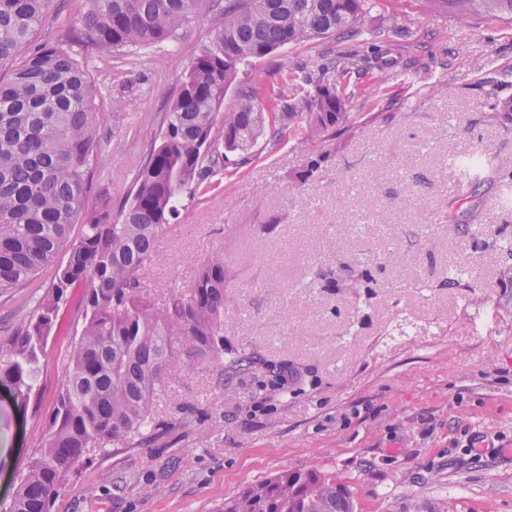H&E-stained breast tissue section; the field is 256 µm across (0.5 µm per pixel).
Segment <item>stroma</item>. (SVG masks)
I'll use <instances>...</instances> for the list:
<instances>
[{"instance_id":"1","label":"stroma","mask_w":512,"mask_h":512,"mask_svg":"<svg viewBox=\"0 0 512 512\" xmlns=\"http://www.w3.org/2000/svg\"><path fill=\"white\" fill-rule=\"evenodd\" d=\"M85 0H52L41 43L80 28ZM399 32H392L391 22ZM210 8L177 39L100 51L86 66L103 115L87 207L120 211L160 118L203 43ZM360 51L345 130L263 142L183 195L141 278L157 306L223 252L224 356L160 395L151 442L78 462L51 512H212L247 485L316 466L359 512H512V121L483 78L512 67V21H459L430 0H367L346 33L240 67L224 95L265 100L287 70ZM54 277L0 296V330ZM80 316L67 311L39 381L40 414L0 384V512L39 448Z\"/></svg>"}]
</instances>
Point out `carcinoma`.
Returning <instances> with one entry per match:
<instances>
[{
    "mask_svg": "<svg viewBox=\"0 0 512 512\" xmlns=\"http://www.w3.org/2000/svg\"><path fill=\"white\" fill-rule=\"evenodd\" d=\"M51 0H0V295L26 287L56 266L52 284L27 319L0 336V382L25 409L37 392L48 340L61 309L81 288L82 329L69 347L67 371L26 473L14 512H50L74 464L102 448H136L157 431L155 401L183 372L241 366L224 362V254L201 263L191 288L156 307L141 292L160 233L177 203L241 162L270 127L272 137L304 131L307 141L334 135L349 120L351 79L359 54L304 63L289 80L300 91L271 93L260 104L245 91L220 111L239 65L292 43L342 34L357 23L365 0H213L224 23L189 50V71L164 113L146 159L118 216L108 201L84 209L100 140L98 89L76 58L114 47L146 46L172 37L203 0H89L79 33L31 46ZM466 20L476 11L512 13V0H433ZM494 115L512 119V70L487 78ZM274 117L266 120L265 113ZM76 238H71L75 225ZM66 262L56 264L61 251ZM214 512H356L348 486L317 468L283 471L224 500Z\"/></svg>",
    "mask_w": 512,
    "mask_h": 512,
    "instance_id": "obj_1",
    "label": "carcinoma"
}]
</instances>
